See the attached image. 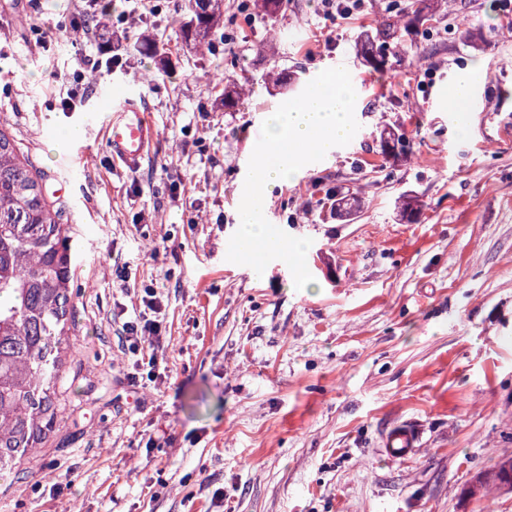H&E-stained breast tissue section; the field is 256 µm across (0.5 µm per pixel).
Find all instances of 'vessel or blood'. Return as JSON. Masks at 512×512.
Returning a JSON list of instances; mask_svg holds the SVG:
<instances>
[{
  "mask_svg": "<svg viewBox=\"0 0 512 512\" xmlns=\"http://www.w3.org/2000/svg\"><path fill=\"white\" fill-rule=\"evenodd\" d=\"M107 112L106 144L116 160L129 169L140 167L156 139V131L140 98L116 86L101 96ZM418 435L415 428L403 424L389 431L383 442L386 456L401 459L416 454Z\"/></svg>",
  "mask_w": 512,
  "mask_h": 512,
  "instance_id": "obj_1",
  "label": "vessel or blood"
}]
</instances>
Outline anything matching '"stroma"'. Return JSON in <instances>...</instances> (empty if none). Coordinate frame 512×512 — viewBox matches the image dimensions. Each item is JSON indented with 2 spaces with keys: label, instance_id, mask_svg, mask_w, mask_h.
I'll list each match as a JSON object with an SVG mask.
<instances>
[{
  "label": "stroma",
  "instance_id": "1",
  "mask_svg": "<svg viewBox=\"0 0 512 512\" xmlns=\"http://www.w3.org/2000/svg\"><path fill=\"white\" fill-rule=\"evenodd\" d=\"M411 3L368 0L336 20L321 0H289L273 23L226 0L201 53L176 43L181 0L147 13L109 0L125 39L102 77L94 46L57 29L79 0H0V119L46 193L67 188L73 304L55 425L0 475L7 512H512V490L491 482L512 458V138L497 134L512 122V0H449L383 42L381 18L409 21ZM340 63L356 78V138L263 207L312 241L315 285L299 290L283 261L260 275L228 261V242L263 122ZM274 69L291 90L268 81ZM77 70L69 111L52 76ZM228 78L247 90L231 109ZM462 78L475 100L464 137L430 104ZM105 84L137 89L156 125L138 169L85 121ZM384 130L412 155H382ZM405 197L416 214L399 211ZM148 287L161 306L152 380L118 341ZM399 424L418 428L419 452L392 460L379 448Z\"/></svg>",
  "mask_w": 512,
  "mask_h": 512
}]
</instances>
